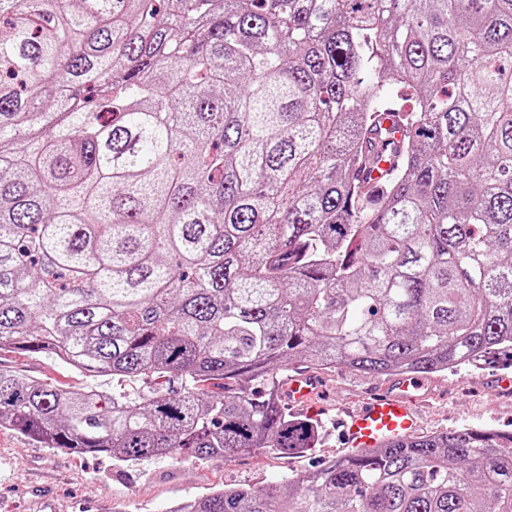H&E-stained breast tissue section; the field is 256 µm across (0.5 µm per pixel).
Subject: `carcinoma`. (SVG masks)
<instances>
[{"instance_id": "obj_1", "label": "carcinoma", "mask_w": 512, "mask_h": 512, "mask_svg": "<svg viewBox=\"0 0 512 512\" xmlns=\"http://www.w3.org/2000/svg\"><path fill=\"white\" fill-rule=\"evenodd\" d=\"M402 87L416 111H391ZM361 161L389 164L380 191ZM4 349L177 378L0 372V428L124 463L314 447L280 394L300 363L512 360V0H0ZM179 512H512V433L408 438Z\"/></svg>"}]
</instances>
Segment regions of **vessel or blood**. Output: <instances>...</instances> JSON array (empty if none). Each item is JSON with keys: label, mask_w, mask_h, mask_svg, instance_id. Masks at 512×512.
Wrapping results in <instances>:
<instances>
[{"label": "vessel or blood", "mask_w": 512, "mask_h": 512, "mask_svg": "<svg viewBox=\"0 0 512 512\" xmlns=\"http://www.w3.org/2000/svg\"><path fill=\"white\" fill-rule=\"evenodd\" d=\"M425 382L417 375H400L385 389L371 394L341 422L346 448L365 451L407 438L419 425L418 404ZM318 378L310 373L289 375L283 398L293 406L310 403L320 392Z\"/></svg>", "instance_id": "obj_1"}]
</instances>
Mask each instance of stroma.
<instances>
[{
  "instance_id": "35a3bbf8",
  "label": "stroma",
  "mask_w": 512,
  "mask_h": 512,
  "mask_svg": "<svg viewBox=\"0 0 512 512\" xmlns=\"http://www.w3.org/2000/svg\"><path fill=\"white\" fill-rule=\"evenodd\" d=\"M1 372H20L63 388L92 384L87 374L47 356L0 352ZM324 399L305 416L321 425L316 448L298 455L251 452L227 460L161 457L138 464L108 455H78L42 448L24 434L0 429V512H169L171 506L224 486L279 483L311 466L334 461L346 450L336 419L356 409L390 376L361 375L339 366L316 368ZM512 367L493 363L460 366L426 379L433 396L420 409L419 435L461 427L512 432V393L502 392L500 374Z\"/></svg>"
}]
</instances>
